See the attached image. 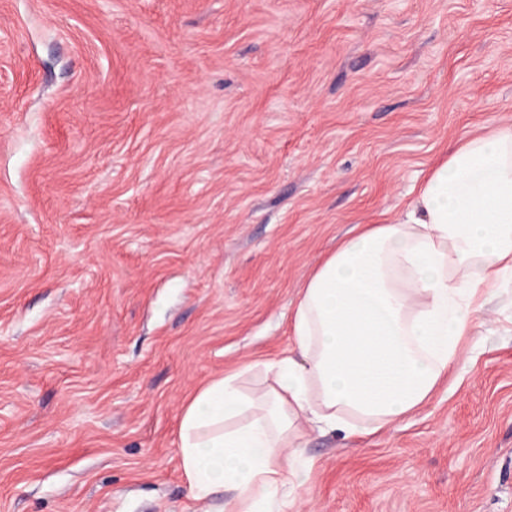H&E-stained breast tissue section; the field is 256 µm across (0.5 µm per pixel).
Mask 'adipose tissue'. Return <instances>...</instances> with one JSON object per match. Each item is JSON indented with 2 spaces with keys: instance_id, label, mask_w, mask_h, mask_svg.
Segmentation results:
<instances>
[{
  "instance_id": "obj_1",
  "label": "adipose tissue",
  "mask_w": 512,
  "mask_h": 512,
  "mask_svg": "<svg viewBox=\"0 0 512 512\" xmlns=\"http://www.w3.org/2000/svg\"><path fill=\"white\" fill-rule=\"evenodd\" d=\"M512 279V125L465 138L385 224H359L313 271L293 345L211 380L185 406L178 455L195 499L258 512L303 488L308 428L361 439L419 410L474 360L473 317Z\"/></svg>"
}]
</instances>
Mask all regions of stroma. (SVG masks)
<instances>
[{
	"mask_svg": "<svg viewBox=\"0 0 512 512\" xmlns=\"http://www.w3.org/2000/svg\"><path fill=\"white\" fill-rule=\"evenodd\" d=\"M512 123V0H0V512H217L185 404ZM397 427L308 431L279 512H512V287Z\"/></svg>",
	"mask_w": 512,
	"mask_h": 512,
	"instance_id": "1",
	"label": "stroma"
}]
</instances>
